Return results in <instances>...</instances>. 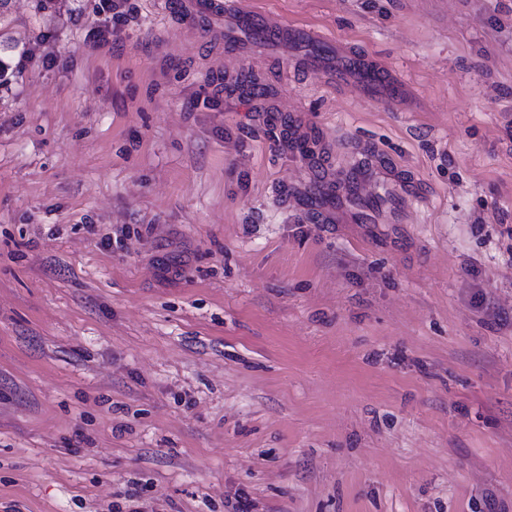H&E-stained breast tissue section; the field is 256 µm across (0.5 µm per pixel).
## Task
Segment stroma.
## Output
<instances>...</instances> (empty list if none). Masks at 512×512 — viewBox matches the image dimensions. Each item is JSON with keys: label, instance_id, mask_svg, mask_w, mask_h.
Returning <instances> with one entry per match:
<instances>
[{"label": "stroma", "instance_id": "obj_1", "mask_svg": "<svg viewBox=\"0 0 512 512\" xmlns=\"http://www.w3.org/2000/svg\"><path fill=\"white\" fill-rule=\"evenodd\" d=\"M104 2L0 0V512H512V0ZM196 12L215 14L222 13L235 27L251 29L258 36H276L279 28L274 26H260L254 14L244 7L237 5H225L222 0H197L195 3Z\"/></svg>", "mask_w": 512, "mask_h": 512}]
</instances>
